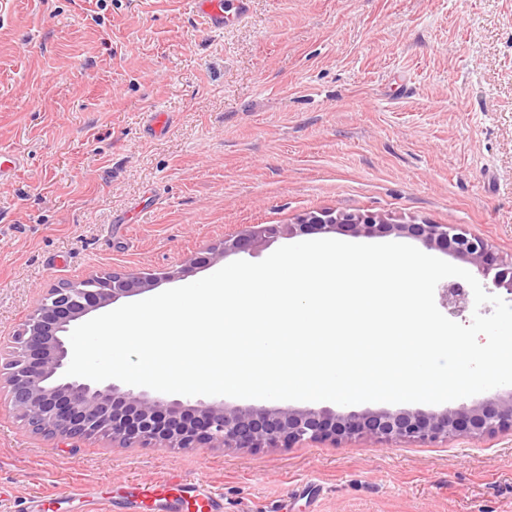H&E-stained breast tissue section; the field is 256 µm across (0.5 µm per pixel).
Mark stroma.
<instances>
[{
    "mask_svg": "<svg viewBox=\"0 0 512 512\" xmlns=\"http://www.w3.org/2000/svg\"><path fill=\"white\" fill-rule=\"evenodd\" d=\"M0 147L26 159L0 183L2 339L46 289L112 270L183 286L224 235L308 212L449 224L508 258L512 0H253L221 32L190 0H0ZM166 472L224 512H512V434L169 450L0 412V512Z\"/></svg>",
    "mask_w": 512,
    "mask_h": 512,
    "instance_id": "stroma-1",
    "label": "stroma"
}]
</instances>
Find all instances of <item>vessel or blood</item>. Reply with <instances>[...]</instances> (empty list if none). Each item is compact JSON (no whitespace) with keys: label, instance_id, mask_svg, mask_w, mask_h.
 Returning a JSON list of instances; mask_svg holds the SVG:
<instances>
[{"label":"vessel or blood","instance_id":"obj_1","mask_svg":"<svg viewBox=\"0 0 512 512\" xmlns=\"http://www.w3.org/2000/svg\"><path fill=\"white\" fill-rule=\"evenodd\" d=\"M193 10L206 28L223 31L230 21H243L250 12L251 0H192ZM24 165L23 155L0 149V182L13 178ZM69 501L80 502L83 512H142L148 506L171 508L172 512H224V498L201 479H186L169 474L151 482L126 485L121 491L99 493L84 485H71Z\"/></svg>","mask_w":512,"mask_h":512}]
</instances>
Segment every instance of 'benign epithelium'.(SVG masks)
<instances>
[{"label": "benign epithelium", "instance_id": "1", "mask_svg": "<svg viewBox=\"0 0 512 512\" xmlns=\"http://www.w3.org/2000/svg\"><path fill=\"white\" fill-rule=\"evenodd\" d=\"M316 233L354 237L400 236L428 249H439L480 268L494 287L512 295V259L505 260L489 242L446 224H393L378 213H309L296 224H256L210 248L209 256L192 260L208 264L249 253L280 236ZM176 272L127 274L109 272L90 288L66 283L49 288L21 328L0 341L7 403L32 433L60 440L104 434L122 446L159 448H224L257 451L292 448L304 442L332 444L363 438L378 444L436 442L456 438L483 439L512 434V389L472 406L438 411L330 408L280 409L229 407L222 401L194 403L168 400L145 391H122L65 375L72 355V326L88 314L177 278ZM459 283L443 288L450 308L466 301Z\"/></svg>", "mask_w": 512, "mask_h": 512}]
</instances>
